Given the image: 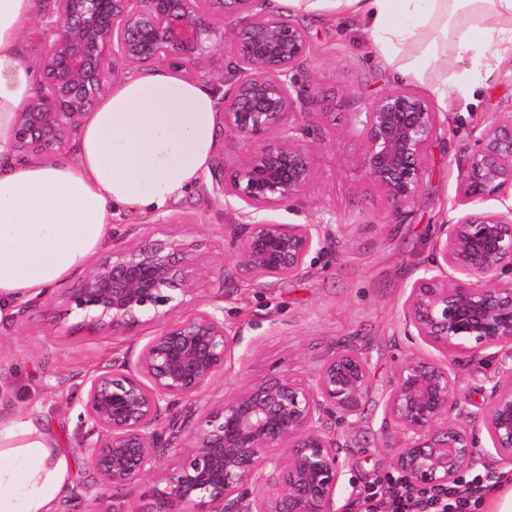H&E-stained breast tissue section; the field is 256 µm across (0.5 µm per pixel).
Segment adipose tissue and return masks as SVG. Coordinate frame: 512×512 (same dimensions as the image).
<instances>
[{
    "instance_id": "obj_1",
    "label": "adipose tissue",
    "mask_w": 512,
    "mask_h": 512,
    "mask_svg": "<svg viewBox=\"0 0 512 512\" xmlns=\"http://www.w3.org/2000/svg\"><path fill=\"white\" fill-rule=\"evenodd\" d=\"M265 7L365 24L394 76L443 105L449 63L488 80L512 58V0H266ZM36 15L37 0H0V326L83 270L107 245L115 215L156 214L197 188L218 147L210 87L155 71L112 81L70 156L19 157L16 117L38 87L22 65L21 42ZM72 488V459L57 434L0 410V512H57Z\"/></svg>"
}]
</instances>
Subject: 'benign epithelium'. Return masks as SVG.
Here are the masks:
<instances>
[{
    "mask_svg": "<svg viewBox=\"0 0 512 512\" xmlns=\"http://www.w3.org/2000/svg\"><path fill=\"white\" fill-rule=\"evenodd\" d=\"M41 24L54 35L39 65L40 92L18 112L15 148L55 158L106 90L107 62L164 61L189 72L215 48L237 60L240 79L224 93V130L262 141L226 173L212 167V190L241 205L249 224L230 231L224 276L270 285L300 274L331 241L325 224L266 217L299 199L312 180L310 137L300 124L311 103L298 65L311 51L293 18L260 9L261 0H55ZM239 27L224 36L220 22ZM361 144L356 165L398 208L410 205L428 171L442 123L406 88H386L352 113ZM468 208L443 227L423 273L402 306L412 352L395 368L385 427L400 434L393 468L417 488L458 482L477 461H512V116L496 118L462 170ZM493 197L502 209L484 202ZM205 243L152 226L95 263L79 285L51 296L59 332L116 337L148 331L135 357L124 355L83 382L81 448L91 480L63 512H86L112 489L161 470L165 489L151 512H336L345 444L371 391L369 357L355 338L337 341L308 375L288 369L217 400L204 399L233 338L219 289L208 279ZM494 367L478 417L462 405L455 366ZM488 445H480L479 434Z\"/></svg>",
    "mask_w": 512,
    "mask_h": 512,
    "instance_id": "obj_1",
    "label": "benign epithelium"
}]
</instances>
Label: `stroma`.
Returning <instances> with one entry per match:
<instances>
[{
	"label": "stroma",
	"instance_id": "1",
	"mask_svg": "<svg viewBox=\"0 0 512 512\" xmlns=\"http://www.w3.org/2000/svg\"><path fill=\"white\" fill-rule=\"evenodd\" d=\"M300 23L310 35L311 53L299 74L314 78L312 109L329 113L330 121L324 141L312 152L308 191L275 217L286 224H330L338 241L312 252L300 275L268 287L224 279L221 261L213 262L210 278L224 284V325L236 342L206 396L230 394L279 367L312 372L338 340L365 341L373 392L355 424L341 430L348 448L337 500L339 512H360L359 503L371 490L397 477L387 450L397 432L384 428L382 404L398 362L420 348L404 333L402 304L441 226L463 210L458 174L478 138L492 119L512 111V60L492 80L467 81L451 92L420 191L398 210L357 169L359 144L350 129L351 112L383 88L397 86V79L382 68L363 25L340 16L304 17ZM191 78L224 94L239 79L236 60L229 51L213 50ZM244 221L239 205L214 194L206 180L162 214L113 218L112 238L134 239L148 223L189 222L218 247L228 225ZM56 316V308L38 298L29 302L25 316L0 329V376L12 382L9 408L56 431L76 462L79 484L88 474L80 446L82 383L113 357L137 353L144 339L63 336L55 328ZM458 373L459 397L479 413L490 390V367L474 363Z\"/></svg>",
	"mask_w": 512,
	"mask_h": 512
}]
</instances>
